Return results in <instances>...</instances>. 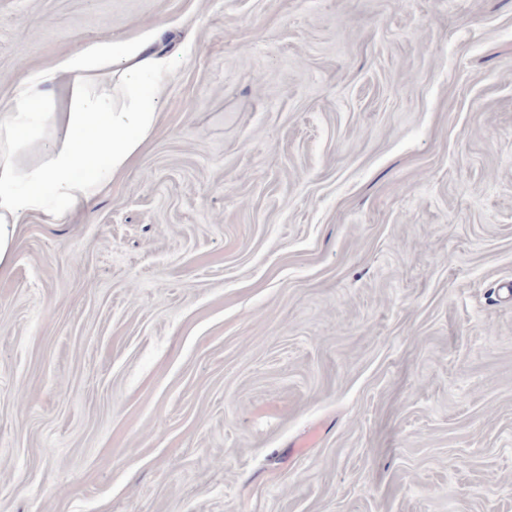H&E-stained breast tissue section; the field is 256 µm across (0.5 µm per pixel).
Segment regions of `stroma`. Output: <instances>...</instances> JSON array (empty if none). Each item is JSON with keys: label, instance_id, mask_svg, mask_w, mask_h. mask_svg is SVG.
Listing matches in <instances>:
<instances>
[{"label": "stroma", "instance_id": "obj_1", "mask_svg": "<svg viewBox=\"0 0 512 512\" xmlns=\"http://www.w3.org/2000/svg\"><path fill=\"white\" fill-rule=\"evenodd\" d=\"M153 29L0 277V512H512V0H0V99Z\"/></svg>", "mask_w": 512, "mask_h": 512}]
</instances>
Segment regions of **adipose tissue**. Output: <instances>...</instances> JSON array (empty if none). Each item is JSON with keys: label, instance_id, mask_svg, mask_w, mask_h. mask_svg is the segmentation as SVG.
I'll use <instances>...</instances> for the list:
<instances>
[{"label": "adipose tissue", "instance_id": "adipose-tissue-1", "mask_svg": "<svg viewBox=\"0 0 512 512\" xmlns=\"http://www.w3.org/2000/svg\"><path fill=\"white\" fill-rule=\"evenodd\" d=\"M106 69L116 82L100 93L95 84ZM170 71L155 30L96 44L18 81L0 104V275L13 265L24 219L41 215L50 224L70 223L119 180L157 126V92ZM64 97L68 111L36 109L41 101ZM41 124L64 136L46 162L22 165L20 137Z\"/></svg>", "mask_w": 512, "mask_h": 512}]
</instances>
